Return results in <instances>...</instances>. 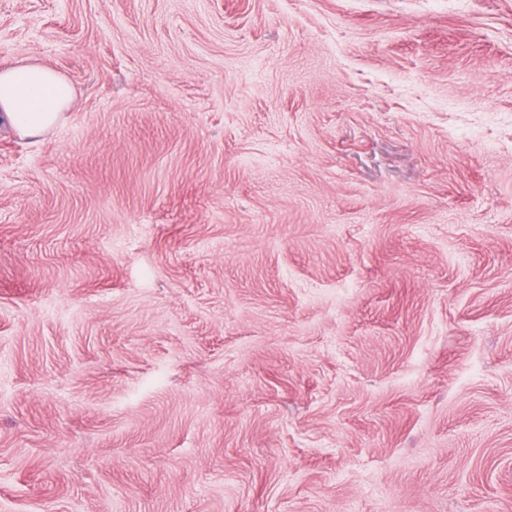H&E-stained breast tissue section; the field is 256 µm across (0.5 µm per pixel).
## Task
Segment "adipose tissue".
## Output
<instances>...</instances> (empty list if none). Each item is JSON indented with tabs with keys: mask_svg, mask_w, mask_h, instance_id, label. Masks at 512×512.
<instances>
[{
	"mask_svg": "<svg viewBox=\"0 0 512 512\" xmlns=\"http://www.w3.org/2000/svg\"><path fill=\"white\" fill-rule=\"evenodd\" d=\"M74 102V90L62 74L28 60L0 68V112L25 137L38 136L61 122Z\"/></svg>",
	"mask_w": 512,
	"mask_h": 512,
	"instance_id": "1",
	"label": "adipose tissue"
}]
</instances>
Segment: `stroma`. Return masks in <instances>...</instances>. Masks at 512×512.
<instances>
[{
  "instance_id": "obj_1",
  "label": "stroma",
  "mask_w": 512,
  "mask_h": 512,
  "mask_svg": "<svg viewBox=\"0 0 512 512\" xmlns=\"http://www.w3.org/2000/svg\"><path fill=\"white\" fill-rule=\"evenodd\" d=\"M0 512H512V0H0ZM73 102L74 90L66 77L38 61L0 69V112L24 137L38 136L60 123Z\"/></svg>"
}]
</instances>
